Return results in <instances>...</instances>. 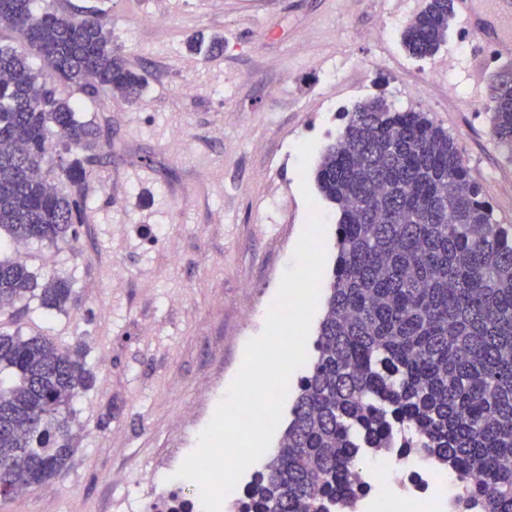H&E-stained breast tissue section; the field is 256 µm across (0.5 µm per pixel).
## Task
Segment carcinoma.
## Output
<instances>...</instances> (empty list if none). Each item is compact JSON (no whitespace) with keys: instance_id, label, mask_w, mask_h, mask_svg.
Masks as SVG:
<instances>
[{"instance_id":"1","label":"carcinoma","mask_w":512,"mask_h":512,"mask_svg":"<svg viewBox=\"0 0 512 512\" xmlns=\"http://www.w3.org/2000/svg\"><path fill=\"white\" fill-rule=\"evenodd\" d=\"M0 0V237L10 244L74 242L85 221V153L101 130L77 117L88 98L140 99L146 75L112 46L99 18ZM454 0H426L403 27L407 51L433 55ZM224 39H195L196 52ZM40 67L35 69L32 60ZM491 133L512 151V97L489 96ZM314 180L337 206L336 257L324 275V315L313 357L294 389L288 423L255 470L238 512H331L354 505L364 448H390L397 424L414 430L404 451L453 466L460 512H512V230L470 176L448 132L422 110L375 97L343 113ZM69 158L55 161L52 142ZM67 185L47 181L45 166ZM70 277L43 283L21 259H0V314L17 304L65 313ZM83 343L0 330V498L63 476L82 431L79 406L96 384Z\"/></svg>"}]
</instances>
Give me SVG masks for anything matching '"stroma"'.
Returning <instances> with one entry per match:
<instances>
[{
    "label": "stroma",
    "instance_id": "stroma-1",
    "mask_svg": "<svg viewBox=\"0 0 512 512\" xmlns=\"http://www.w3.org/2000/svg\"><path fill=\"white\" fill-rule=\"evenodd\" d=\"M425 3L35 0L103 17L113 46L149 78L133 104L56 86L82 99L81 118L112 152L87 165L77 242L25 250L38 279L75 278L74 303L49 318L17 307L0 326L85 342L98 381L67 473L0 500V512H168L193 499L194 483L171 476L263 332L313 213L326 218L323 247L335 259L336 211L313 170L357 103L380 96L429 112L463 149L495 222L512 225V153L473 111L512 72V0L471 19L456 12L437 52L419 58L385 24ZM198 32L223 36V52H189Z\"/></svg>",
    "mask_w": 512,
    "mask_h": 512
}]
</instances>
